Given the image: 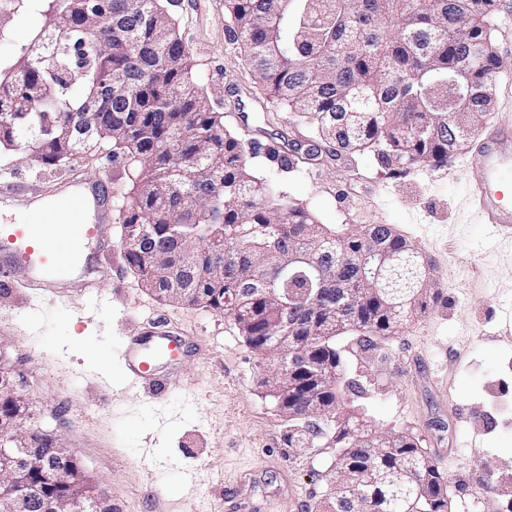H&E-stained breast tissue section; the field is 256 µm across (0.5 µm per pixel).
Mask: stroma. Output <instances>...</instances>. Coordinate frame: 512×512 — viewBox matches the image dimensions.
<instances>
[{"instance_id":"35a3bbf8","label":"stroma","mask_w":512,"mask_h":512,"mask_svg":"<svg viewBox=\"0 0 512 512\" xmlns=\"http://www.w3.org/2000/svg\"><path fill=\"white\" fill-rule=\"evenodd\" d=\"M36 0H0V69L39 29ZM190 48L199 86L226 128L282 153L313 132L270 101L227 28L225 0H164ZM493 43L503 61L492 121L512 119V0H497ZM277 178L339 232L390 224L431 258L439 297L392 336L343 334L357 404L376 428L415 435L448 480L450 512H512V236L491 235L467 187L466 153L445 167L397 174L373 157L322 148ZM70 171L0 150V181L48 183ZM109 234L112 277L90 298L0 285V353L23 378L40 424L58 430L118 512H323L335 449L301 451L260 384L272 358L252 351L234 320L171 304L142 287ZM161 317L202 345L179 370L185 389L151 398L126 380L121 353L140 322ZM254 483L241 485L244 474Z\"/></svg>"}]
</instances>
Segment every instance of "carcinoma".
<instances>
[{
	"instance_id": "obj_1",
	"label": "carcinoma",
	"mask_w": 512,
	"mask_h": 512,
	"mask_svg": "<svg viewBox=\"0 0 512 512\" xmlns=\"http://www.w3.org/2000/svg\"><path fill=\"white\" fill-rule=\"evenodd\" d=\"M229 29L268 98L311 126L318 144L374 156L403 174L446 166L479 134L496 100L502 60L492 48L495 0H226ZM27 54L0 71V145L48 166L106 151L125 168L117 188L125 260L143 287L171 303L231 317L246 344L273 350L293 325L303 356L293 376L263 386L303 447L314 424L336 448L325 512H448V481L420 441L378 433L356 409L337 339L394 335L427 309L434 267L390 224L338 236L271 181L224 128L194 78L190 48L162 0H109L102 45L85 0H48ZM469 80L461 100L448 76ZM294 254L290 270L283 256ZM177 263L183 293L163 276ZM359 284L325 288L311 268ZM21 403L0 383V436ZM26 472L25 512H67L85 490L80 467L47 430Z\"/></svg>"
}]
</instances>
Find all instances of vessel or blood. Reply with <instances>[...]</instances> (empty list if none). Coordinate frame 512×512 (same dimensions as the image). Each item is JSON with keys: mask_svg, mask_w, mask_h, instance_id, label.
I'll return each mask as SVG.
<instances>
[{"mask_svg": "<svg viewBox=\"0 0 512 512\" xmlns=\"http://www.w3.org/2000/svg\"><path fill=\"white\" fill-rule=\"evenodd\" d=\"M469 164L481 178L471 196L483 221L500 235L512 233V123H499L481 133ZM50 197L64 199L68 223L46 208ZM0 204L26 209L20 224L0 225V278L39 292H65L82 297L110 279L104 257L112 251L106 230L117 219L109 180L67 178L44 189L20 180L0 183ZM184 337L161 327L160 319L143 323L128 337L123 356L134 384L154 397L177 389L182 379L177 364Z\"/></svg>", "mask_w": 512, "mask_h": 512, "instance_id": "b4317fda", "label": "vessel or blood"}]
</instances>
